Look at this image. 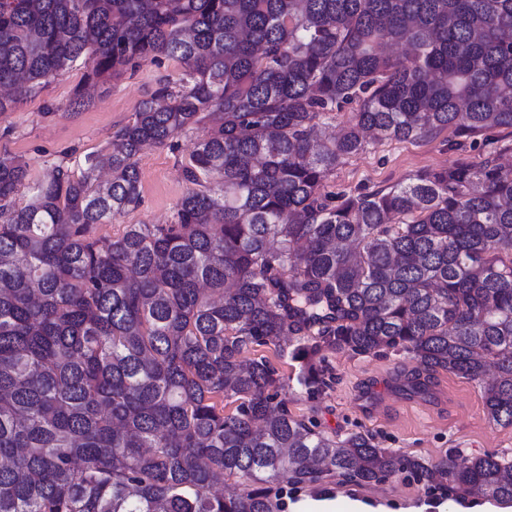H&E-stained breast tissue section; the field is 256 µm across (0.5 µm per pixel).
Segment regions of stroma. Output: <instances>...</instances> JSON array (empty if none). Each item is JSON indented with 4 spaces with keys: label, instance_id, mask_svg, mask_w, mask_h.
Listing matches in <instances>:
<instances>
[{
    "label": "stroma",
    "instance_id": "1",
    "mask_svg": "<svg viewBox=\"0 0 512 512\" xmlns=\"http://www.w3.org/2000/svg\"><path fill=\"white\" fill-rule=\"evenodd\" d=\"M182 66L163 57L93 89L83 72H62L36 96L0 114V151L26 162L29 177L12 197L16 207L27 205L34 182L47 177L62 162L80 172L86 155L106 152L112 134L132 117L139 103L161 79L178 81ZM198 130L182 131L167 144L144 148L139 154L142 205L102 225L105 234L118 235L126 224H168L188 184L183 164ZM512 147V131L497 128L488 135L459 139L453 130L435 138L385 141L339 166L328 185L335 192H368L408 181L424 169L485 159L486 139ZM325 369L330 386L310 399L289 389L288 407L312 420L318 431L339 439L353 432L376 435L380 447L410 456L438 460L450 452L469 456L498 454L512 459V427L487 417L478 383L446 370L424 371L402 352L353 355L323 349L315 358ZM302 498L359 501L387 512H463L465 504L443 496L434 484L392 477L358 486L334 477L308 487Z\"/></svg>",
    "mask_w": 512,
    "mask_h": 512
}]
</instances>
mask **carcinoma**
Here are the masks:
<instances>
[{
  "label": "carcinoma",
  "mask_w": 512,
  "mask_h": 512,
  "mask_svg": "<svg viewBox=\"0 0 512 512\" xmlns=\"http://www.w3.org/2000/svg\"><path fill=\"white\" fill-rule=\"evenodd\" d=\"M162 56L182 78L109 155L0 205V512H285L332 476L512 504L502 456L337 441L280 398L292 379L329 388L324 347L392 350L493 374L486 413L512 426V149L325 191L370 134L512 128V0H0V114L66 69L105 85ZM352 103L339 135H314ZM200 126L174 222L99 234L142 203L141 148ZM27 173L0 153V201ZM219 475L239 492H213Z\"/></svg>",
  "instance_id": "cac0c4a2"
}]
</instances>
